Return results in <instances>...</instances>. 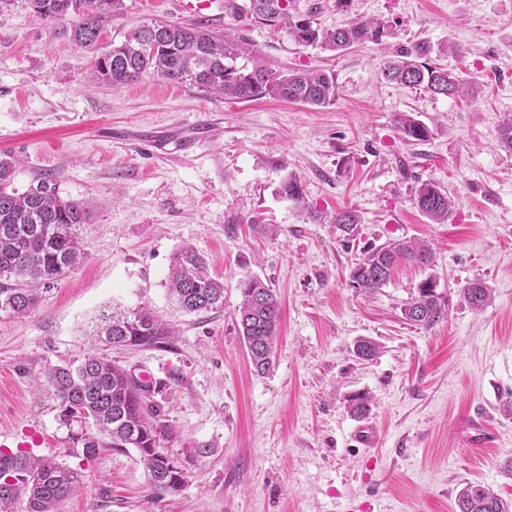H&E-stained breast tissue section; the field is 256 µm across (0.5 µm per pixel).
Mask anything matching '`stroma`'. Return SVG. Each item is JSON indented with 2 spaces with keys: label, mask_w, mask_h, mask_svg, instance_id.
I'll return each instance as SVG.
<instances>
[{
  "label": "stroma",
  "mask_w": 512,
  "mask_h": 512,
  "mask_svg": "<svg viewBox=\"0 0 512 512\" xmlns=\"http://www.w3.org/2000/svg\"><path fill=\"white\" fill-rule=\"evenodd\" d=\"M294 5L324 29L376 19L388 34L335 53L229 13L210 27L241 37L271 69L331 71L333 105L230 102L153 73L115 90L69 24L36 17L26 0L0 8V158L16 161L18 191L46 173L58 196L92 208L83 262L27 316L0 312V432L12 445L37 433L35 454L83 475L57 512H455L470 483L512 501L503 470L512 459V151L496 142L512 121V0ZM153 18L193 21L176 0H122L100 50ZM419 43L466 82L467 98L382 77L387 60ZM401 113L428 127L427 140L401 135ZM291 180L299 199L283 191ZM427 180L456 203L448 223H429L413 203ZM344 208L360 217L349 250L327 220ZM410 239L432 243L428 265L399 264L371 296L349 287L367 246ZM186 245L223 279V309L196 315L173 304L171 259ZM248 276L267 281L282 308L263 375L235 319ZM429 276L448 307L423 329L402 308ZM477 280L492 290L480 310L461 295ZM142 305L176 325L168 349L88 336L103 307ZM363 337L379 345L369 361L352 353ZM91 351L165 382L158 400L174 435L163 446L188 461L177 494L149 500L135 451L67 455V430L35 380ZM358 393L371 397L379 431L368 450L351 440L359 420L348 400ZM199 443L210 453L193 455Z\"/></svg>",
  "instance_id": "obj_1"
}]
</instances>
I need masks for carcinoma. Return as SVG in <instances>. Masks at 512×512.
I'll list each match as a JSON object with an SVG mask.
<instances>
[{
  "instance_id": "obj_1",
  "label": "carcinoma",
  "mask_w": 512,
  "mask_h": 512,
  "mask_svg": "<svg viewBox=\"0 0 512 512\" xmlns=\"http://www.w3.org/2000/svg\"><path fill=\"white\" fill-rule=\"evenodd\" d=\"M32 12L48 21L71 23V36L80 46L97 43L101 26L121 5V0H27ZM292 0H224V11L238 18L255 19L279 26L303 45L343 52L353 46L379 44L384 24L359 20L345 28L323 30L292 13ZM144 23L129 30L112 45L111 54L96 60V71L114 88L152 72L169 81L194 88L226 101H252L265 97L289 103L326 107L336 101L335 76L321 69L273 71L259 63L258 56L240 37L208 28L203 23L157 22L158 32ZM382 75L404 86H419L435 95L461 96L464 80L427 57L416 45L400 51L387 62ZM396 123L403 136L424 141L429 130L420 121L400 115ZM15 163L0 158V311L15 316L30 312L39 292L49 287L84 259L82 234L89 223L88 207L65 200L43 178L37 186L20 193L13 188ZM414 204L435 224H446L455 203L433 181H422ZM334 223L343 245L356 238L358 215L348 209L336 212ZM431 254L423 241H405L373 247L351 269L349 286L373 294L390 280L402 261L425 264ZM169 290L178 307L198 314L224 307V282L212 276L205 258L192 246H184L172 258ZM241 302L236 319L250 362L258 374L273 365L274 347L281 319L276 293L258 277L239 281ZM466 302L483 308L491 299L484 282L474 281L462 289ZM447 297L428 277L417 287L415 297L402 309L411 324L431 329L446 315ZM89 335L114 346L164 348L175 338L173 326L147 306L116 312H99L89 325ZM379 345L367 338L356 341L353 354L370 360ZM37 387L53 396L58 420L68 428L67 453L89 459L103 448L133 449L148 472L152 497L179 492L185 485V465L171 458L162 442L173 435L162 407L152 399L161 383L136 380L121 366L97 354L81 360L45 367ZM349 412L366 417L371 398L358 394L349 400ZM81 474L54 457H39L25 450L0 448V512H56L80 483ZM457 512H512V504L489 488L468 484L457 496Z\"/></svg>"
}]
</instances>
